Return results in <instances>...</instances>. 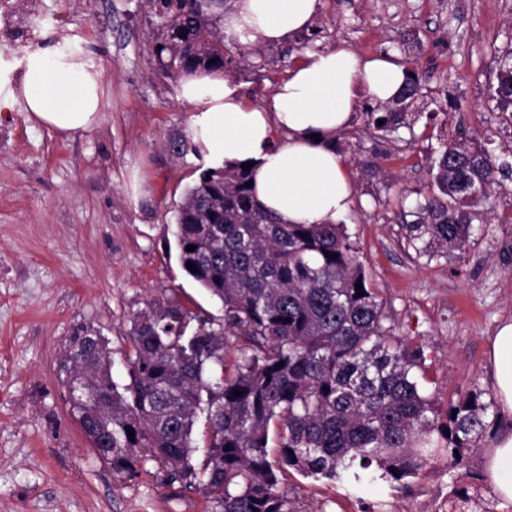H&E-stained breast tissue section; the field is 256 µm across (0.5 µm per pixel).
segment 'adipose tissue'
Listing matches in <instances>:
<instances>
[{
    "instance_id": "adipose-tissue-1",
    "label": "adipose tissue",
    "mask_w": 512,
    "mask_h": 512,
    "mask_svg": "<svg viewBox=\"0 0 512 512\" xmlns=\"http://www.w3.org/2000/svg\"><path fill=\"white\" fill-rule=\"evenodd\" d=\"M317 3L234 0L224 31L243 46L279 43L312 26ZM403 81L402 64L339 47L305 53L267 108L250 104L229 76L188 79L179 97L192 107L189 135L206 166L251 163L253 195L279 223L334 224L355 197L335 136L360 98L389 101ZM102 95L101 74L89 60L45 48L28 54L17 88L0 93V108L23 102L30 120L71 134L97 122ZM491 364L500 410L512 415V322L493 336ZM487 471L495 495L512 503V433L492 445Z\"/></svg>"
}]
</instances>
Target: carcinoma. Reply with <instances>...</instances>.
<instances>
[{
    "mask_svg": "<svg viewBox=\"0 0 512 512\" xmlns=\"http://www.w3.org/2000/svg\"><path fill=\"white\" fill-rule=\"evenodd\" d=\"M146 4L153 55L170 77L230 75L260 53L225 45V0ZM405 68L398 93L366 112L368 129L384 137L411 127L426 97L424 74L412 62ZM494 75L489 102L512 125V50L497 58ZM173 152L200 157L188 136ZM431 171L439 194L419 205L408 239L420 254L462 253L472 224L487 222L481 203L512 176V163L476 132L444 144ZM251 178L241 166L201 168L175 217L180 264L196 266L186 274L220 301L222 316L175 296L147 302L131 317L122 384L102 330L82 327L71 337L59 369L70 413L98 457L117 480L151 463L163 484L200 492L214 512H295L282 489L291 470L392 484L442 458L463 468L492 403L468 394L438 423L412 373L419 352L382 326L346 227L278 223L255 203ZM448 508L492 512L462 480Z\"/></svg>",
    "mask_w": 512,
    "mask_h": 512,
    "instance_id": "carcinoma-1",
    "label": "carcinoma"
}]
</instances>
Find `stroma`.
Returning a JSON list of instances; mask_svg holds the SVG:
<instances>
[{
	"label": "stroma",
	"mask_w": 512,
	"mask_h": 512,
	"mask_svg": "<svg viewBox=\"0 0 512 512\" xmlns=\"http://www.w3.org/2000/svg\"><path fill=\"white\" fill-rule=\"evenodd\" d=\"M313 41L263 47L236 76L248 102L269 103L308 51L345 46L363 58H409L426 74L439 112L395 137L367 130L363 110L337 133L355 198L344 220L390 327L422 359L413 373L439 413L468 393L495 400L489 347L512 319V180L483 205L464 253L428 256L410 245L416 201L437 187L429 162L458 130L512 143L488 102L494 56L512 47V0H319ZM79 49L105 90L98 123L60 135L23 104L0 110V512H211L201 494L148 473L115 481L65 401L57 360L83 326L103 327L112 357L129 348L130 318L172 295L218 314L182 269L174 214L198 179L194 157L172 155L187 133L180 84L158 70L145 0H0V68L18 80L26 54ZM512 417L478 440L465 470L495 494L485 455ZM457 470L353 489L290 474L295 512H448Z\"/></svg>",
	"instance_id": "stroma-1"
}]
</instances>
